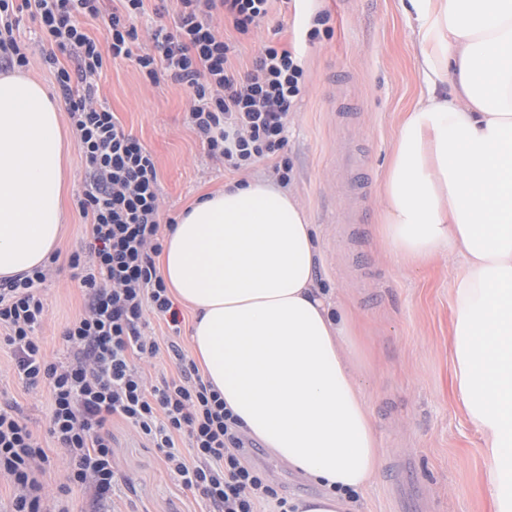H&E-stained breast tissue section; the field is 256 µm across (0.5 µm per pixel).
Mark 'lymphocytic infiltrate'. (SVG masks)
<instances>
[{
    "instance_id": "f902f5d3",
    "label": "lymphocytic infiltrate",
    "mask_w": 512,
    "mask_h": 512,
    "mask_svg": "<svg viewBox=\"0 0 512 512\" xmlns=\"http://www.w3.org/2000/svg\"><path fill=\"white\" fill-rule=\"evenodd\" d=\"M0 0V65L25 67L17 41L22 17L37 22L55 65L87 177L77 200L88 225L87 242L74 252L84 290V310L63 339L66 361H48L36 337L45 318L38 288L47 271L0 280V329L13 368L30 388L46 387L51 412L48 434L66 460L65 480L93 489L96 500L113 498L118 483L108 425L118 418L156 448L183 488L209 502L212 512H292L288 499L266 473L248 462L250 441L220 394L206 384L194 360L177 343L161 345L143 330L146 313L180 325V312L159 274L162 249L158 175L151 152L125 131L96 100V79L108 61L135 59L151 81L167 76L192 91L190 121L208 155L239 171L271 163L281 183L293 166L281 153L288 144V115L305 84L299 48L268 43L247 70L232 63L234 46L220 31L260 29L272 0H176L170 22H156L150 45L133 53L135 19L145 0ZM107 16L110 45L101 51L86 22ZM76 59L75 70L58 64L59 54ZM172 353L178 374L151 383L139 360ZM48 455L13 403L0 405V476L14 490L11 512H40L38 479Z\"/></svg>"
}]
</instances>
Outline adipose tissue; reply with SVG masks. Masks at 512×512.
<instances>
[{
	"label": "adipose tissue",
	"mask_w": 512,
	"mask_h": 512,
	"mask_svg": "<svg viewBox=\"0 0 512 512\" xmlns=\"http://www.w3.org/2000/svg\"><path fill=\"white\" fill-rule=\"evenodd\" d=\"M423 89L384 184V241L401 261H461L453 395L484 442L492 512H512V0H411ZM56 96L0 74V280L46 266L64 221ZM316 230L293 192L228 181L183 210L160 257L193 313L203 379L278 460L318 484L295 512H347L382 451L354 329L316 279Z\"/></svg>",
	"instance_id": "1"
}]
</instances>
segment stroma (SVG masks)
<instances>
[{"instance_id":"stroma-1","label":"stroma","mask_w":512,"mask_h":512,"mask_svg":"<svg viewBox=\"0 0 512 512\" xmlns=\"http://www.w3.org/2000/svg\"><path fill=\"white\" fill-rule=\"evenodd\" d=\"M328 22H320V15ZM302 47L304 91L288 116L289 184L314 224L320 262L318 278L345 301L362 327L359 383L376 425L383 458L356 512H489L484 443L457 406L452 392L451 301L460 263L442 258L408 266L382 245L384 199L380 186L390 165L404 112L422 83L416 67V24L402 0H274L267 22L247 37L225 29L232 62L250 67L268 42ZM99 97L125 130L153 154L160 186L161 219L169 221L200 194L223 188L233 171L213 162L189 120L191 96L177 82H150L134 61L104 69ZM67 135L66 220L56 263L42 286L46 317L37 330L47 360L68 355L62 332L83 312V289L69 265L82 248L86 226L76 199L86 165ZM360 159L359 197L341 186L345 151ZM360 207L363 220L347 224L342 214ZM16 403L40 435L51 463L40 476L41 510L53 512L64 483V463L47 433L49 395L44 387L22 386L12 353L0 342V401ZM112 462L122 478L114 500L120 512H208L207 501L182 488L156 449L128 423L108 428ZM283 496L298 498L318 488L279 462L263 447L248 451ZM412 460L416 489L389 481L392 469Z\"/></svg>"}]
</instances>
